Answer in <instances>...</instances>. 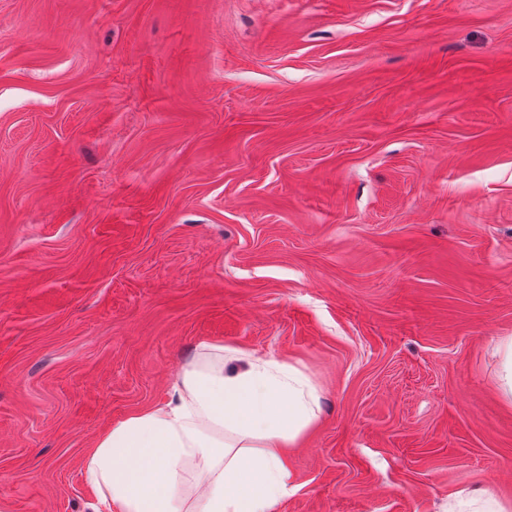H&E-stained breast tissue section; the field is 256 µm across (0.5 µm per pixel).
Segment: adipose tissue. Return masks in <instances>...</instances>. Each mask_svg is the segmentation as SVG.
<instances>
[{"mask_svg":"<svg viewBox=\"0 0 512 512\" xmlns=\"http://www.w3.org/2000/svg\"><path fill=\"white\" fill-rule=\"evenodd\" d=\"M320 412L296 365L202 342L167 403L98 437L83 476L107 512H271L291 489L287 449Z\"/></svg>","mask_w":512,"mask_h":512,"instance_id":"1","label":"adipose tissue"}]
</instances>
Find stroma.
I'll list each match as a JSON object with an SVG mask.
<instances>
[{"label":"stroma","instance_id":"35a3bbf8","mask_svg":"<svg viewBox=\"0 0 512 512\" xmlns=\"http://www.w3.org/2000/svg\"><path fill=\"white\" fill-rule=\"evenodd\" d=\"M512 0H0V512L207 340L319 421L272 512L512 507ZM495 352L499 359L497 391L506 403L512 404V335L500 337Z\"/></svg>","mask_w":512,"mask_h":512}]
</instances>
